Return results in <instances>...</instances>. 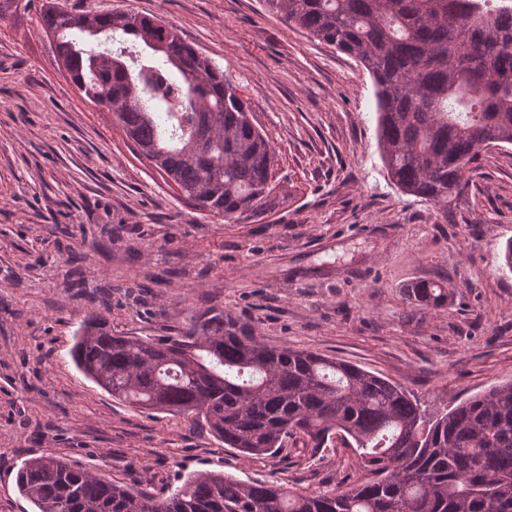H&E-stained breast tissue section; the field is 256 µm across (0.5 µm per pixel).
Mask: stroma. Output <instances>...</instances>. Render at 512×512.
I'll list each match as a JSON object with an SVG mask.
<instances>
[{"label":"stroma","instance_id":"1","mask_svg":"<svg viewBox=\"0 0 512 512\" xmlns=\"http://www.w3.org/2000/svg\"><path fill=\"white\" fill-rule=\"evenodd\" d=\"M62 2L161 17L211 58L273 145L282 198L238 224L201 214L67 80L42 0L0 22V512H33L16 474L47 454L151 495L201 471L304 491L363 473L353 448L248 459L189 418L112 399L70 356L94 311L113 332L159 337L221 309L431 412L512 381V271L496 259L512 240V145L484 149L435 204L388 176L367 70L267 0ZM420 279L447 286V307L408 301Z\"/></svg>","mask_w":512,"mask_h":512}]
</instances>
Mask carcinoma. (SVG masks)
Masks as SVG:
<instances>
[{"mask_svg": "<svg viewBox=\"0 0 512 512\" xmlns=\"http://www.w3.org/2000/svg\"><path fill=\"white\" fill-rule=\"evenodd\" d=\"M268 3L370 73L380 155L405 192L447 204L483 148L512 144V0ZM40 25L80 94L111 112L133 152L196 210L238 222L276 208L273 147L224 70L176 28L56 0L43 3ZM406 296L448 304L434 280L412 283ZM71 356L113 398L189 417L246 457H275L290 440L323 448L337 436L356 445L371 476L308 493L200 472L155 496L42 455L16 476L35 512H512V382L428 421L402 387L318 353L270 347L217 309L159 339L119 336L93 314Z\"/></svg>", "mask_w": 512, "mask_h": 512, "instance_id": "carcinoma-1", "label": "carcinoma"}]
</instances>
